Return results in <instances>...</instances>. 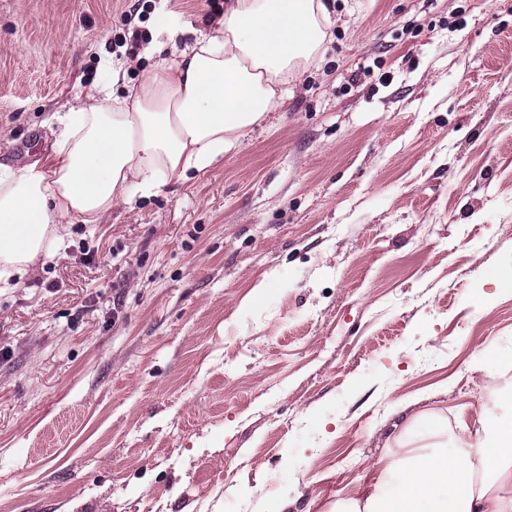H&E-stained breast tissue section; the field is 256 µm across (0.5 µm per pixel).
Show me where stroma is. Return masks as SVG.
Returning <instances> with one entry per match:
<instances>
[{
	"mask_svg": "<svg viewBox=\"0 0 512 512\" xmlns=\"http://www.w3.org/2000/svg\"><path fill=\"white\" fill-rule=\"evenodd\" d=\"M324 56L223 159L0 290V512H334L395 426L512 352V0H327ZM210 0H0V142L159 60ZM267 287L261 294L253 288Z\"/></svg>",
	"mask_w": 512,
	"mask_h": 512,
	"instance_id": "35a3bbf8",
	"label": "stroma"
}]
</instances>
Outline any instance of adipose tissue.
<instances>
[{"label": "adipose tissue", "mask_w": 512, "mask_h": 512, "mask_svg": "<svg viewBox=\"0 0 512 512\" xmlns=\"http://www.w3.org/2000/svg\"><path fill=\"white\" fill-rule=\"evenodd\" d=\"M325 0H226L222 18L177 47V31L159 18L163 55L122 91L93 86L54 116L49 153L18 166L0 162V288L24 280L63 248L72 225L96 224L118 205L150 197L209 169L247 131L277 111L289 85L319 57L328 36ZM480 399L496 401L478 427L430 408L395 437V453L375 462L382 475L358 486L341 512H512V396L488 386L497 364H484ZM453 439L450 453L434 442Z\"/></svg>", "instance_id": "adipose-tissue-1"}]
</instances>
